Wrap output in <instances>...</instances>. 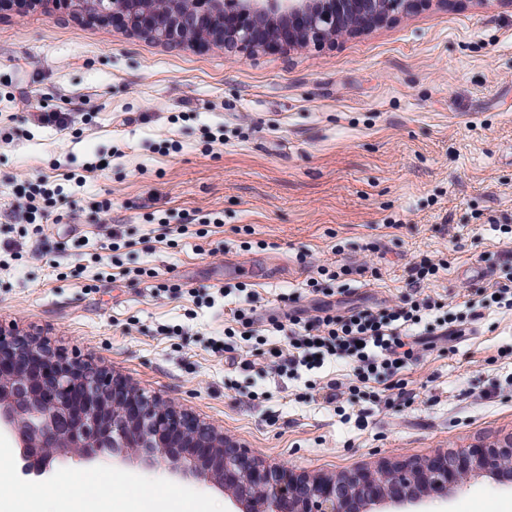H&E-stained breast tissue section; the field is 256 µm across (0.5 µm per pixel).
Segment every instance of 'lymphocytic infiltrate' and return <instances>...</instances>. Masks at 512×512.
Returning a JSON list of instances; mask_svg holds the SVG:
<instances>
[{
  "label": "lymphocytic infiltrate",
  "mask_w": 512,
  "mask_h": 512,
  "mask_svg": "<svg viewBox=\"0 0 512 512\" xmlns=\"http://www.w3.org/2000/svg\"><path fill=\"white\" fill-rule=\"evenodd\" d=\"M429 302H412L384 312L350 308L336 310L334 305L319 307L315 316H305L303 309L288 310L274 321V331L286 333L295 341L291 364L314 368L322 355L345 353L357 363V379L389 370L404 361V343L399 337L402 328L419 324Z\"/></svg>",
  "instance_id": "f902f5d3"
}]
</instances>
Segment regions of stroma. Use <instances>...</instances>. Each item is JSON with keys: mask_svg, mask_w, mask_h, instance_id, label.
Instances as JSON below:
<instances>
[{"mask_svg": "<svg viewBox=\"0 0 512 512\" xmlns=\"http://www.w3.org/2000/svg\"><path fill=\"white\" fill-rule=\"evenodd\" d=\"M40 112L88 119L44 127ZM39 179L65 195L59 221L15 222ZM188 213L198 222L186 235L160 237V221ZM510 249L506 0H422L319 48L252 56L58 13L0 17V325L171 402L265 466L335 477L512 433V309L492 298L512 281ZM424 258L440 266L422 292L437 307L408 328L416 346L401 369L360 382L337 355L312 371L264 363L289 348L269 319L292 299L313 305L311 277L375 309L409 300ZM323 265L340 277L318 275ZM202 286L254 307L255 336L225 335L229 300L207 306L192 294ZM445 321L459 335L429 342ZM75 467L47 486L7 459L0 512H37L54 496L65 512H186L189 493L231 508L210 484L109 459L90 469L110 476V498L71 491ZM489 506L512 512V482L477 477L421 510Z\"/></svg>", "mask_w": 512, "mask_h": 512, "instance_id": "stroma-1", "label": "stroma"}]
</instances>
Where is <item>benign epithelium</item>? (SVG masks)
<instances>
[{"label": "benign epithelium", "instance_id": "1", "mask_svg": "<svg viewBox=\"0 0 512 512\" xmlns=\"http://www.w3.org/2000/svg\"><path fill=\"white\" fill-rule=\"evenodd\" d=\"M417 0H0L16 14L59 11L126 29L161 44L208 38L253 54L270 37L320 47L357 28L409 12ZM0 431L10 435L26 475L48 477L56 460L91 463L135 450L145 466L211 483L231 493L237 512H413L430 495L446 497L478 476H512V434L495 444L438 453L419 462L336 478L272 469L224 442L212 427L163 399L136 391L46 341L0 325Z\"/></svg>", "mask_w": 512, "mask_h": 512}]
</instances>
